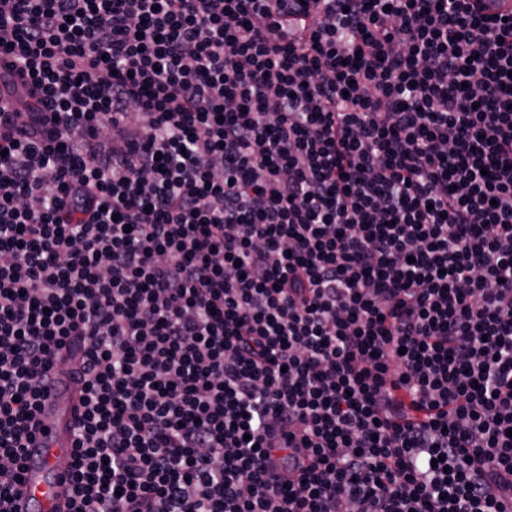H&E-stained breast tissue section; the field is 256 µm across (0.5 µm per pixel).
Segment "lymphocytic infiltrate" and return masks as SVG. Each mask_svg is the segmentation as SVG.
Returning a JSON list of instances; mask_svg holds the SVG:
<instances>
[{
	"instance_id": "f902f5d3",
	"label": "lymphocytic infiltrate",
	"mask_w": 512,
	"mask_h": 512,
	"mask_svg": "<svg viewBox=\"0 0 512 512\" xmlns=\"http://www.w3.org/2000/svg\"><path fill=\"white\" fill-rule=\"evenodd\" d=\"M480 2L0 0V512L70 351V512H507ZM0 100L2 105L8 104L17 112H30L26 101L30 100L27 86L15 75L11 58L0 55Z\"/></svg>"
}]
</instances>
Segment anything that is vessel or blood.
<instances>
[{"label": "vessel or blood", "mask_w": 512, "mask_h": 512, "mask_svg": "<svg viewBox=\"0 0 512 512\" xmlns=\"http://www.w3.org/2000/svg\"><path fill=\"white\" fill-rule=\"evenodd\" d=\"M28 99V88L15 75L10 57L1 54L0 102L23 112ZM53 379L52 388L41 401L35 433L25 452L18 487L20 512H69L70 509L69 482L57 462L70 456L80 392L69 370H55Z\"/></svg>", "instance_id": "vessel-or-blood-1"}]
</instances>
